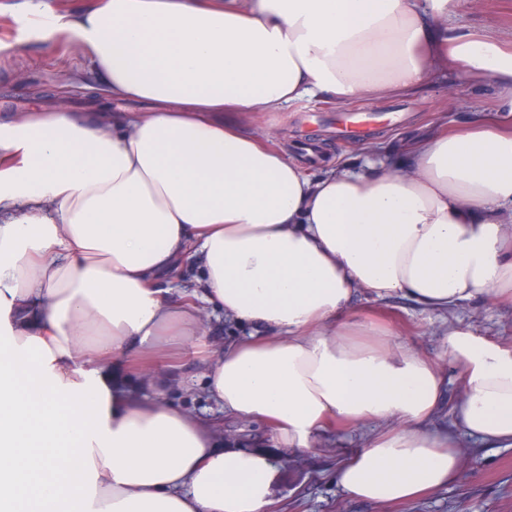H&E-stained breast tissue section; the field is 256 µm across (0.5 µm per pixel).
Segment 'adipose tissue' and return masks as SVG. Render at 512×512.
I'll list each match as a JSON object with an SVG mask.
<instances>
[{
    "label": "adipose tissue",
    "mask_w": 512,
    "mask_h": 512,
    "mask_svg": "<svg viewBox=\"0 0 512 512\" xmlns=\"http://www.w3.org/2000/svg\"><path fill=\"white\" fill-rule=\"evenodd\" d=\"M474 3L23 0L78 43L99 91L149 109L0 120V512H268L288 482L277 449L312 459L318 436L370 420L383 428L336 483L404 505L459 472L435 425L447 407L512 447V344L458 325L430 356L355 307L512 301V127L478 116L313 177L239 121L416 92L445 67L493 80L512 114V45L447 25ZM185 265L200 289L175 301L157 281ZM206 310L243 335L211 347ZM177 353L265 447L218 441L165 398ZM128 370L150 397L121 391Z\"/></svg>",
    "instance_id": "adipose-tissue-1"
}]
</instances>
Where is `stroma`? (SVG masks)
Returning a JSON list of instances; mask_svg holds the SVG:
<instances>
[{
  "instance_id": "obj_1",
  "label": "stroma",
  "mask_w": 512,
  "mask_h": 512,
  "mask_svg": "<svg viewBox=\"0 0 512 512\" xmlns=\"http://www.w3.org/2000/svg\"><path fill=\"white\" fill-rule=\"evenodd\" d=\"M18 2L0 0V116L47 108L40 91L58 88L70 90L74 106L89 109V92L75 87L76 78L88 72L85 58L74 43L52 41L42 20L25 15ZM448 24L512 42V0H479L475 9L454 11ZM499 108L492 80L471 84L447 70L411 95L359 101L344 109L307 98L278 116L245 117L244 125L256 134L279 129L289 147L300 152L319 143L332 144L337 162L360 166L373 148L394 154L409 137L442 127L452 130L474 117L497 114ZM357 305L370 307L376 318L391 323L402 338L428 354L438 351L452 324L512 344V303L464 304L445 313L419 309L401 298L371 304L361 299ZM164 392L185 411L217 421L219 439L249 448L265 435L261 426L225 416L204 396L202 376L194 363L175 372ZM437 425L452 434L461 459L459 474L448 487L405 506H373L349 499L337 486L334 472L348 449L360 447L368 434L379 429V422L372 421L350 434L331 430L319 436L315 448L322 465L318 469H309L301 457L282 453L293 479L270 512H512V447L484 446L457 429L448 410L438 417Z\"/></svg>"
}]
</instances>
